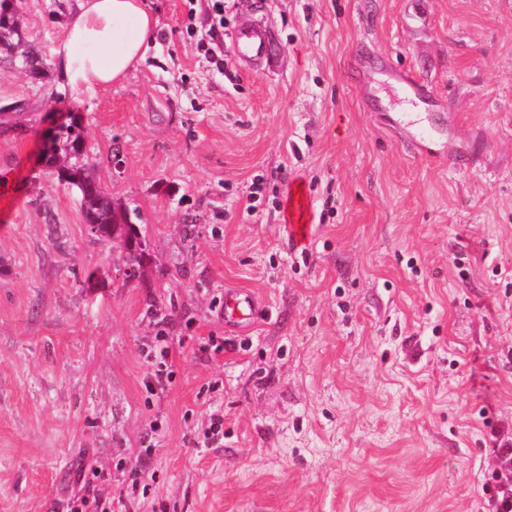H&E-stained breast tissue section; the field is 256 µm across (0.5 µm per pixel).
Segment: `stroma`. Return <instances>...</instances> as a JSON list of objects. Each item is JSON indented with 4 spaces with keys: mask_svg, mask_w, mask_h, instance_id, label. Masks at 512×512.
Returning a JSON list of instances; mask_svg holds the SVG:
<instances>
[{
    "mask_svg": "<svg viewBox=\"0 0 512 512\" xmlns=\"http://www.w3.org/2000/svg\"><path fill=\"white\" fill-rule=\"evenodd\" d=\"M147 4L144 59L77 97L55 56L75 0H23L43 79L0 51V512H487L512 435V0H226L221 37L265 27L276 66L220 75L185 31L211 0ZM401 112L465 165L414 151ZM63 113L137 269L47 164ZM228 286L268 310L248 334ZM214 413L223 447L195 446ZM288 238L293 244L301 245L310 236L311 225L309 223V201L300 186L290 187L288 191Z\"/></svg>",
    "mask_w": 512,
    "mask_h": 512,
    "instance_id": "stroma-1",
    "label": "stroma"
}]
</instances>
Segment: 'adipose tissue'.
I'll use <instances>...</instances> for the list:
<instances>
[{
  "mask_svg": "<svg viewBox=\"0 0 512 512\" xmlns=\"http://www.w3.org/2000/svg\"><path fill=\"white\" fill-rule=\"evenodd\" d=\"M153 27L143 0H79L57 64L74 92L109 86L143 59Z\"/></svg>",
  "mask_w": 512,
  "mask_h": 512,
  "instance_id": "obj_1",
  "label": "adipose tissue"
}]
</instances>
